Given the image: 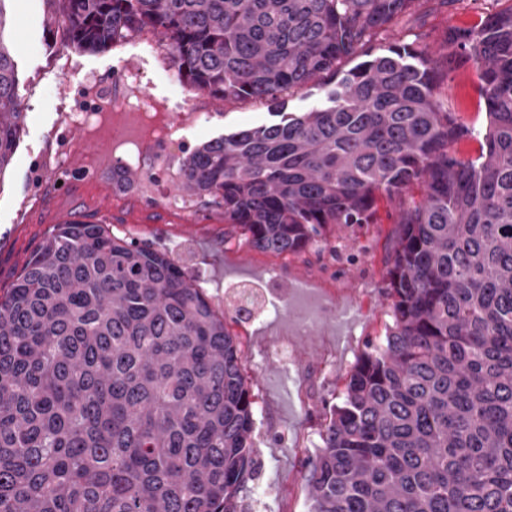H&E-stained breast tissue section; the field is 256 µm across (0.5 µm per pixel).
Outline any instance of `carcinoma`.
<instances>
[{
  "label": "carcinoma",
  "instance_id": "cac0c4a2",
  "mask_svg": "<svg viewBox=\"0 0 512 512\" xmlns=\"http://www.w3.org/2000/svg\"><path fill=\"white\" fill-rule=\"evenodd\" d=\"M4 2L0 175L25 121ZM47 2L48 31L83 51L156 32L219 101L330 77L327 105L204 143L178 182L280 256L397 204L390 322L320 431L308 512H512V8L434 49L374 46L422 0ZM450 55L477 69L474 159L436 97ZM253 430L242 343L167 251L57 224L0 288V512H243Z\"/></svg>",
  "mask_w": 512,
  "mask_h": 512
}]
</instances>
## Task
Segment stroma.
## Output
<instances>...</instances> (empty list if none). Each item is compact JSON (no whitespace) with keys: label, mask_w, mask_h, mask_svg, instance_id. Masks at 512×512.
Here are the masks:
<instances>
[{"label":"stroma","mask_w":512,"mask_h":512,"mask_svg":"<svg viewBox=\"0 0 512 512\" xmlns=\"http://www.w3.org/2000/svg\"><path fill=\"white\" fill-rule=\"evenodd\" d=\"M512 0H426L416 21L381 34L438 46L449 29L470 25ZM9 31L19 46V93L26 112L18 148L0 181V286L19 276L52 226L39 199L56 191L60 163H72L82 134L73 113L123 102L142 108L152 97L170 122L153 142L117 148L131 188L112 185L111 169L88 179L67 207L88 215L109 211L114 235L171 252L240 336L254 401L253 446L258 473L244 494L245 512H307L304 479L332 405L367 337L388 322L385 255L393 229L386 211L374 224L332 228L324 244L303 257L250 249L224 222V206L176 188L185 157L203 143L276 118L266 103L218 102L178 77L168 47L146 30L99 52L71 46L65 32L48 35L47 0H7ZM472 63L452 67L437 87L445 108L470 133L455 145L459 157L479 152L487 124L477 102ZM287 346L288 361L278 350Z\"/></svg>","instance_id":"obj_1"}]
</instances>
